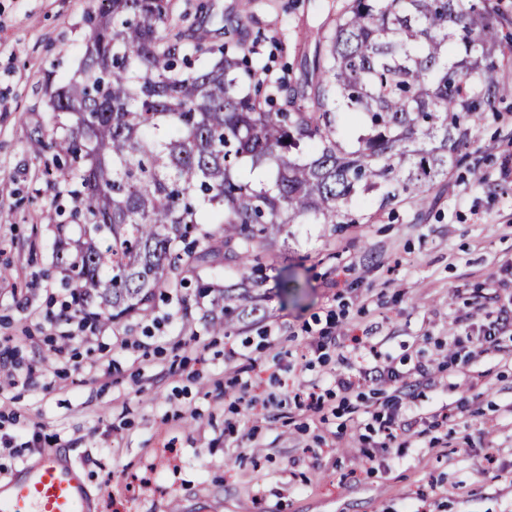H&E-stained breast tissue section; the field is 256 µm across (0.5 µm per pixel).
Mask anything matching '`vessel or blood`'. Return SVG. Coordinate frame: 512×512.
Returning <instances> with one entry per match:
<instances>
[{
  "label": "vessel or blood",
  "instance_id": "b4317fda",
  "mask_svg": "<svg viewBox=\"0 0 512 512\" xmlns=\"http://www.w3.org/2000/svg\"><path fill=\"white\" fill-rule=\"evenodd\" d=\"M0 494V512H83L87 487L76 466L60 454L45 453L23 465Z\"/></svg>",
  "mask_w": 512,
  "mask_h": 512
}]
</instances>
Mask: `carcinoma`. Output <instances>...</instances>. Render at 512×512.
<instances>
[{"label": "carcinoma", "instance_id": "carcinoma-1", "mask_svg": "<svg viewBox=\"0 0 512 512\" xmlns=\"http://www.w3.org/2000/svg\"><path fill=\"white\" fill-rule=\"evenodd\" d=\"M91 21L79 74L50 95L55 136L29 149L72 198L55 259L100 322L148 316L159 290L219 257L247 267L298 218L350 224L368 195L424 202L504 92L493 0H346L333 30L305 35L322 47L311 96L223 45L180 65L201 46L172 0H96ZM342 114L359 121L349 152ZM243 163L263 176L241 179ZM202 224L221 225L219 245L179 248ZM247 297L223 289L210 326Z\"/></svg>", "mask_w": 512, "mask_h": 512}]
</instances>
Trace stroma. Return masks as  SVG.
<instances>
[{
    "mask_svg": "<svg viewBox=\"0 0 512 512\" xmlns=\"http://www.w3.org/2000/svg\"><path fill=\"white\" fill-rule=\"evenodd\" d=\"M173 3L215 45L244 15L266 81L299 87L315 55L300 33L333 25L345 0ZM92 6L0 0V480L57 451L87 477L86 512H512V360L477 342L512 300V62L494 74L508 95L428 187L423 218L370 196L361 223L283 225L258 261L261 298L224 331L204 320L209 299L168 289L148 317L102 323L59 358L55 225L72 199L28 145L54 134L49 94L79 67ZM326 329L366 337L407 394L388 381L334 394ZM11 364L32 378L5 385ZM292 385L324 410L277 408ZM394 398L412 434L383 448L367 411Z\"/></svg>",
    "mask_w": 512,
    "mask_h": 512,
    "instance_id": "stroma-1",
    "label": "stroma"
}]
</instances>
